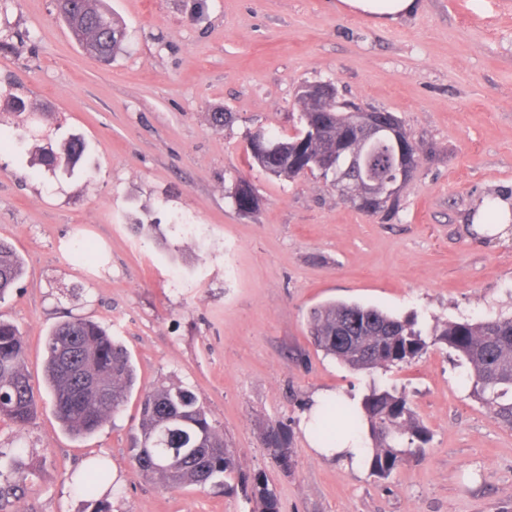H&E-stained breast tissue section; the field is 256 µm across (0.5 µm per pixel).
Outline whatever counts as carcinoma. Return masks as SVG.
<instances>
[{
  "mask_svg": "<svg viewBox=\"0 0 512 512\" xmlns=\"http://www.w3.org/2000/svg\"><path fill=\"white\" fill-rule=\"evenodd\" d=\"M56 7L73 38L90 55L106 63L121 51L125 28L102 6V0H56ZM301 127L295 133L272 138L271 149L251 153L252 162L276 177L299 175L293 158L302 154L310 171L324 179L354 183L362 188L377 184V198L359 208L378 215L395 207L386 195L393 183L408 179L417 168V146L391 112L373 115L381 135L370 138L365 152L358 149L367 135L365 115L350 105L297 94ZM86 141L71 135L57 151L39 158L47 172L72 170L87 151ZM24 275L16 250L0 241V299ZM309 333L315 346L354 371H373L408 364L429 345L452 349L471 382V396L490 407L494 417L512 428V317L446 321L430 329L416 317L399 318L375 307L330 302L313 309ZM350 336L351 347L342 346ZM45 380L56 416L71 435L94 433L127 404L136 382L128 352L100 325L82 318L56 324L45 337ZM37 396L25 368V342L16 325L0 319V420L16 427L28 423ZM350 430L368 426L371 441L367 461L371 475L387 478L404 461L416 457L430 440V431L418 419L406 391L371 383L361 400V411L341 403L326 405L316 424L325 443L334 442L337 422ZM264 444L283 463L292 466L286 434L268 431ZM166 448L171 467L142 462L141 449ZM135 474L159 479L169 487H199L223 483L236 469L235 458L222 434L208 418L196 395L182 385H161L143 393L139 431L134 439ZM110 481L109 471L97 466L80 479L81 491L96 497ZM257 512H280L268 482L252 486Z\"/></svg>",
  "mask_w": 512,
  "mask_h": 512,
  "instance_id": "obj_1",
  "label": "carcinoma"
}]
</instances>
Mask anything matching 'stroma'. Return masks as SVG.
<instances>
[{
    "label": "stroma",
    "mask_w": 512,
    "mask_h": 512,
    "mask_svg": "<svg viewBox=\"0 0 512 512\" xmlns=\"http://www.w3.org/2000/svg\"><path fill=\"white\" fill-rule=\"evenodd\" d=\"M105 2L127 32L108 64L84 54L54 0H0V130L25 141L0 145V240L25 261L0 315L22 332L41 394L23 429L0 421L14 463L0 484L20 486L0 512H254L260 473L280 512H512V428L471 397L454 352L432 346L370 374L308 334L311 309L330 301L427 328L512 313V236L470 227L489 197L512 200V0H418L389 26L337 0ZM316 82L395 113L419 143L395 214L356 210L319 173L250 165V134L293 133L297 89ZM11 97L38 116L6 111ZM72 133L91 145L74 174H35L33 151ZM239 179L260 200L248 215L230 198ZM77 240L94 244L90 261L67 255ZM71 317L127 348L137 390L196 393L234 452L227 486L138 478L136 400L86 438L62 429L43 338ZM373 380L406 388L431 432L420 459L385 479L318 456L303 427L317 393L357 403ZM273 427L290 434L292 469L263 442ZM98 459L112 483L103 505L77 484Z\"/></svg>",
    "instance_id": "obj_1"
}]
</instances>
